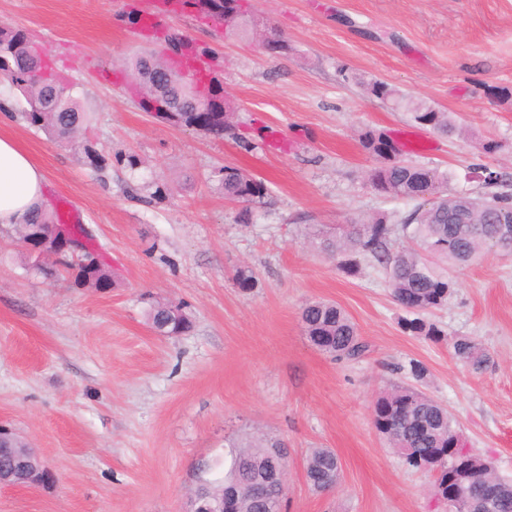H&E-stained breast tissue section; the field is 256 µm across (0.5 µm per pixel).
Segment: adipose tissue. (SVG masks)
I'll return each instance as SVG.
<instances>
[{"mask_svg":"<svg viewBox=\"0 0 512 512\" xmlns=\"http://www.w3.org/2000/svg\"><path fill=\"white\" fill-rule=\"evenodd\" d=\"M45 176L28 152L0 136V227L23 222L34 209L45 207Z\"/></svg>","mask_w":512,"mask_h":512,"instance_id":"adipose-tissue-1","label":"adipose tissue"}]
</instances>
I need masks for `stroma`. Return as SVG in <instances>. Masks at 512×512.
I'll return each mask as SVG.
<instances>
[{
  "label": "stroma",
  "mask_w": 512,
  "mask_h": 512,
  "mask_svg": "<svg viewBox=\"0 0 512 512\" xmlns=\"http://www.w3.org/2000/svg\"><path fill=\"white\" fill-rule=\"evenodd\" d=\"M137 3L0 0V23L52 60L91 114L88 138L116 158L90 169L21 120L22 92L0 93V132L42 168L50 208L78 209L113 277L106 292L45 280L14 229L0 227V424L48 472L27 489L0 486V512H186L198 463L214 462L206 477L221 478L225 447L256 432L288 444L284 512H439L431 475L406 469L373 425L376 399L413 384L512 478V255L449 269L453 293L430 316L448 337L434 343L403 331L380 267L345 273L313 239L409 210L368 183L369 128L401 146L410 134L430 141L408 157L447 172L449 192H480L485 168L512 180V100L497 94L512 88V0H249L248 41L172 15L171 28L223 61L235 133L221 138L159 121L125 94L126 65L152 49L122 20ZM270 28L285 53L263 50ZM374 79L453 113L458 133H434L373 98L364 85ZM487 141L496 153L483 152ZM224 167L261 180L267 195L225 198ZM241 270L253 288H239ZM152 300L182 305L191 330L157 334ZM314 300L345 310L364 356L339 362L310 343L300 310ZM460 336L488 350L486 370L455 358ZM412 359L425 380L398 372ZM316 448L333 449L342 469L324 494L304 476Z\"/></svg>",
  "instance_id": "obj_1"
}]
</instances>
